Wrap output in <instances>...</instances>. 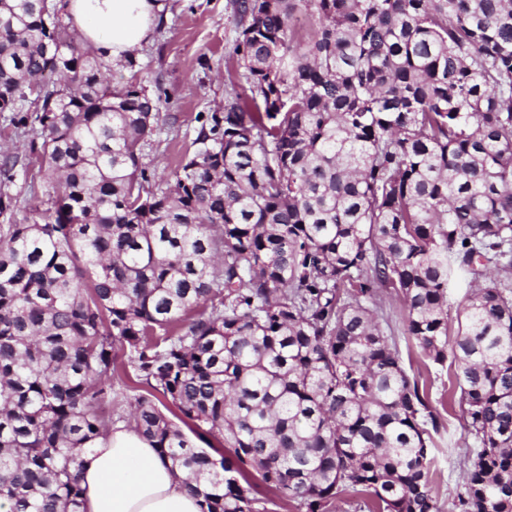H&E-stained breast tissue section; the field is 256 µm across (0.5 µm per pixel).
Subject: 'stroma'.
<instances>
[{
	"mask_svg": "<svg viewBox=\"0 0 512 512\" xmlns=\"http://www.w3.org/2000/svg\"><path fill=\"white\" fill-rule=\"evenodd\" d=\"M161 28L137 54L142 67L138 75L128 69L112 70V82L122 85L131 78L141 80L160 104L161 120L142 160L148 176L161 179L179 163L197 126L195 117L210 112L224 102V59L231 56L238 35V18L233 0H163ZM17 158L14 180L8 191L16 200L13 219L24 222L34 196L43 185L30 182L33 163L27 137L14 136L0 121V148ZM375 317L391 343L398 349L409 374L419 376L426 386L433 408L443 413L444 428L435 435V461L431 478L440 512H458L462 491L463 457L475 440L460 410L445 409L453 366L425 365L406 330L402 300L381 292L374 307Z\"/></svg>",
	"mask_w": 512,
	"mask_h": 512,
	"instance_id": "35a3bbf8",
	"label": "stroma"
}]
</instances>
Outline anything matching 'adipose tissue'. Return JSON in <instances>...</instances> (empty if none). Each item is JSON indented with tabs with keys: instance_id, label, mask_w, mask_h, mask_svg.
<instances>
[{
	"instance_id": "adipose-tissue-1",
	"label": "adipose tissue",
	"mask_w": 512,
	"mask_h": 512,
	"mask_svg": "<svg viewBox=\"0 0 512 512\" xmlns=\"http://www.w3.org/2000/svg\"><path fill=\"white\" fill-rule=\"evenodd\" d=\"M160 7L159 0H69L67 9L81 41L118 64L148 42ZM80 483L83 512H199L185 475L124 423L83 455Z\"/></svg>"
}]
</instances>
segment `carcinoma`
Instances as JSON below:
<instances>
[{
    "label": "carcinoma",
    "instance_id": "carcinoma-1",
    "mask_svg": "<svg viewBox=\"0 0 512 512\" xmlns=\"http://www.w3.org/2000/svg\"><path fill=\"white\" fill-rule=\"evenodd\" d=\"M66 2L0 0V112L45 187L25 224L0 188L11 512H82V456L131 374L152 393L123 395L128 422L200 512H259L250 468L306 512L349 488L438 512L442 416L375 319L382 288L422 357L455 367L448 406L477 444L460 512H512V0H234L222 110L158 184L159 100L112 85ZM300 4L318 27L296 44ZM466 293L467 288L455 282L448 289V339L450 341L454 339L457 328V314L462 311L466 303Z\"/></svg>",
    "mask_w": 512,
    "mask_h": 512
}]
</instances>
